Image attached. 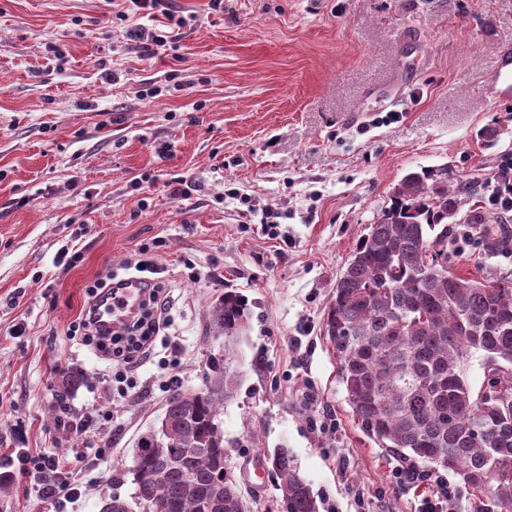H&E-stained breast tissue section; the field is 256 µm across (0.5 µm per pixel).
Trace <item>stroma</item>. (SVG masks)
Returning <instances> with one entry per match:
<instances>
[{"instance_id": "stroma-1", "label": "stroma", "mask_w": 512, "mask_h": 512, "mask_svg": "<svg viewBox=\"0 0 512 512\" xmlns=\"http://www.w3.org/2000/svg\"><path fill=\"white\" fill-rule=\"evenodd\" d=\"M173 5L187 24L150 59L113 23L112 0H0V449L70 459L82 481L79 497L53 506L30 473L0 475V512L133 501L135 450L169 397L161 364L174 361L179 390L205 388L224 363L210 319L229 290L250 318L236 342L241 382L219 420L252 512H279L278 448L320 512H420L436 484L401 482L403 460L363 432L323 321L367 225L425 167H447L452 184L477 178L458 218L495 228L449 241V265L512 277V218L485 205L512 157V105L486 82L512 45V0ZM178 176L189 195L175 194ZM145 246L171 303L121 397L98 381L108 361L70 328L87 286L131 276ZM65 408L112 420L80 434L58 425Z\"/></svg>"}]
</instances>
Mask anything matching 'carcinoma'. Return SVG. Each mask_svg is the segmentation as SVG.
<instances>
[{
	"instance_id": "cac0c4a2",
	"label": "carcinoma",
	"mask_w": 512,
	"mask_h": 512,
	"mask_svg": "<svg viewBox=\"0 0 512 512\" xmlns=\"http://www.w3.org/2000/svg\"><path fill=\"white\" fill-rule=\"evenodd\" d=\"M477 181L448 186V168L410 172L392 204L368 225L340 274L324 320L338 379L354 417L378 444L460 478L494 512H512V278H464L448 267V220ZM249 321L234 292L213 308L224 356ZM483 355L484 383H469L470 355ZM239 385L229 364L211 389L174 391L163 421L137 449V498L166 512H244L224 473L218 420ZM284 512H319L284 450L274 453Z\"/></svg>"
}]
</instances>
